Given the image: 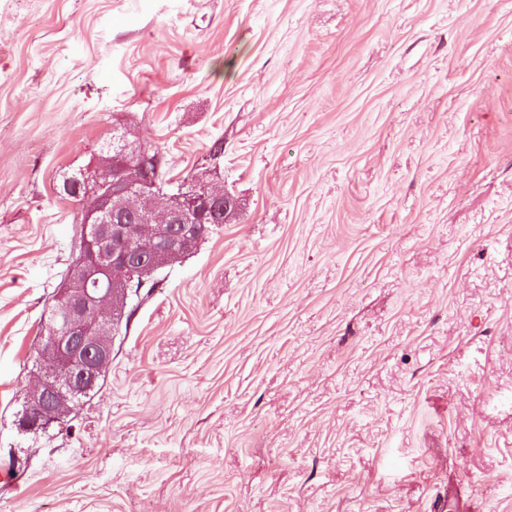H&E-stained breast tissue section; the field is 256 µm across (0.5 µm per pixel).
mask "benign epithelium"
Here are the masks:
<instances>
[{"mask_svg": "<svg viewBox=\"0 0 512 512\" xmlns=\"http://www.w3.org/2000/svg\"><path fill=\"white\" fill-rule=\"evenodd\" d=\"M159 158L123 146L96 158L68 181L75 196L93 204L83 224L79 256L58 288L52 317L38 348L41 371L26 391L30 410L20 425L34 428L68 415L94 389L112 361L117 312L129 289L155 269L177 260L195 243L197 225L224 221L231 201L200 184L159 185Z\"/></svg>", "mask_w": 512, "mask_h": 512, "instance_id": "benign-epithelium-1", "label": "benign epithelium"}]
</instances>
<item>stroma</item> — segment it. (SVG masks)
<instances>
[{
	"mask_svg": "<svg viewBox=\"0 0 512 512\" xmlns=\"http://www.w3.org/2000/svg\"><path fill=\"white\" fill-rule=\"evenodd\" d=\"M116 131L233 207L23 432ZM0 512H512V0H0Z\"/></svg>",
	"mask_w": 512,
	"mask_h": 512,
	"instance_id": "obj_1",
	"label": "stroma"
}]
</instances>
